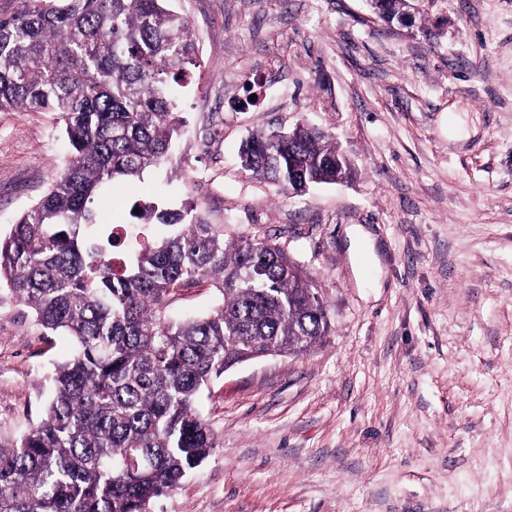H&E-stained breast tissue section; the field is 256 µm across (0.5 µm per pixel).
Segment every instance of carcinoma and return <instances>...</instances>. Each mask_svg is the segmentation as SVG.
I'll use <instances>...</instances> for the list:
<instances>
[{
    "mask_svg": "<svg viewBox=\"0 0 512 512\" xmlns=\"http://www.w3.org/2000/svg\"><path fill=\"white\" fill-rule=\"evenodd\" d=\"M168 2L19 0L0 15V112H54L69 145L55 183L0 239V294L76 341L45 417L0 444V512H146L215 447L197 410L209 382L260 353L304 352L330 328L318 288L279 248L133 190L184 126L171 88L201 66ZM369 6L391 24L411 8ZM296 128L256 130L242 168L284 194L352 177L332 137ZM118 180L132 186L142 243L100 230L93 204ZM199 283L215 289L212 308L172 314Z\"/></svg>",
    "mask_w": 512,
    "mask_h": 512,
    "instance_id": "cac0c4a2",
    "label": "carcinoma"
}]
</instances>
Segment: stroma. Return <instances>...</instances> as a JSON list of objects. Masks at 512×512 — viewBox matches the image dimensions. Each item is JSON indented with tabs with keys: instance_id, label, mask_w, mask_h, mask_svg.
<instances>
[{
	"instance_id": "stroma-1",
	"label": "stroma",
	"mask_w": 512,
	"mask_h": 512,
	"mask_svg": "<svg viewBox=\"0 0 512 512\" xmlns=\"http://www.w3.org/2000/svg\"><path fill=\"white\" fill-rule=\"evenodd\" d=\"M172 0L202 66L142 195L298 264L331 331L229 368L197 409L210 455L151 512H512V0ZM253 84L256 104L246 102ZM304 123L355 175L285 197L239 161ZM52 112H0V238L67 153ZM367 229L375 252L350 253ZM74 341L0 301V443L44 415ZM373 13L382 21L393 24L407 14L410 0H369Z\"/></svg>"
}]
</instances>
